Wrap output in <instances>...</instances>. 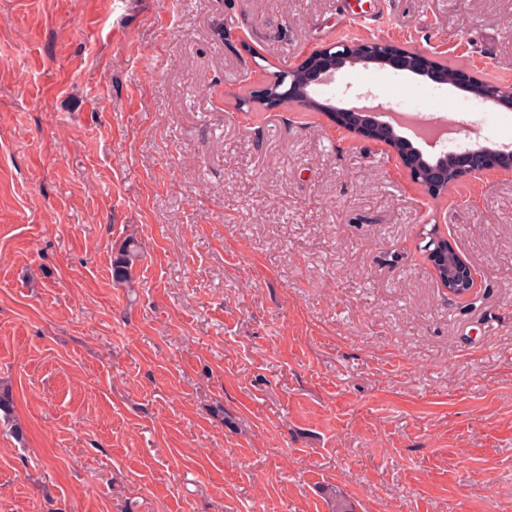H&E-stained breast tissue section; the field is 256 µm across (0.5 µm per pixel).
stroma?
<instances>
[{"instance_id":"1","label":"stroma","mask_w":512,"mask_h":512,"mask_svg":"<svg viewBox=\"0 0 512 512\" xmlns=\"http://www.w3.org/2000/svg\"><path fill=\"white\" fill-rule=\"evenodd\" d=\"M373 8L0 0V512H332V487L356 512H512V173L429 197L258 99L340 40L512 85V0ZM360 94L512 146V111L388 66L312 92ZM434 227L469 297L437 285ZM429 238L424 246L429 258L433 261L435 278L448 297L465 298L475 288L480 287L477 272L457 253L448 241V254L451 257L444 258L435 264V260L447 251V238L437 236L434 232L428 233ZM441 272H445L442 275ZM140 256V243L133 238L125 240L113 256V282L130 287L129 285L132 281V270Z\"/></svg>"}]
</instances>
